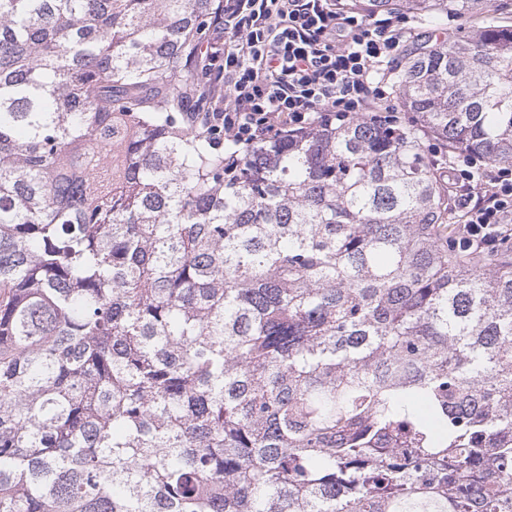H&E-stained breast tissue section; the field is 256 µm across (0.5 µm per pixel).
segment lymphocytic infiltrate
Segmentation results:
<instances>
[{"mask_svg":"<svg viewBox=\"0 0 512 512\" xmlns=\"http://www.w3.org/2000/svg\"><path fill=\"white\" fill-rule=\"evenodd\" d=\"M407 16L363 15L339 0H224L206 45L216 67L210 109L187 115L216 147H251L350 117L391 125L403 117L386 90L411 36ZM459 191L454 247L498 252L512 242V164L485 167L466 154L448 162Z\"/></svg>","mask_w":512,"mask_h":512,"instance_id":"f902f5d3","label":"lymphocytic infiltrate"}]
</instances>
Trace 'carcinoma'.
I'll use <instances>...</instances> for the list:
<instances>
[{
    "label": "carcinoma",
    "mask_w": 512,
    "mask_h": 512,
    "mask_svg": "<svg viewBox=\"0 0 512 512\" xmlns=\"http://www.w3.org/2000/svg\"><path fill=\"white\" fill-rule=\"evenodd\" d=\"M349 2L477 25L404 57L414 123L232 157L219 0H0V512H512V262L419 136L512 163V25Z\"/></svg>",
    "instance_id": "1"
}]
</instances>
